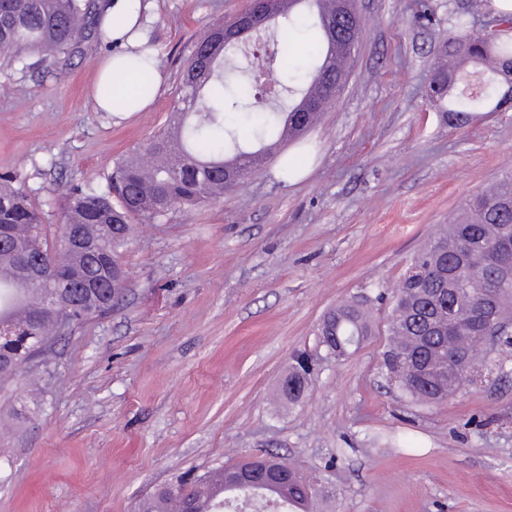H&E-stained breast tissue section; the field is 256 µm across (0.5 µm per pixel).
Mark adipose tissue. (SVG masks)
I'll list each match as a JSON object with an SVG mask.
<instances>
[{
  "label": "adipose tissue",
  "mask_w": 512,
  "mask_h": 512,
  "mask_svg": "<svg viewBox=\"0 0 512 512\" xmlns=\"http://www.w3.org/2000/svg\"><path fill=\"white\" fill-rule=\"evenodd\" d=\"M150 0H108L102 16V33L122 46L121 53L106 58L100 65L92 91L96 111L112 113L123 119L144 111L155 100L162 76L158 59H151V85L143 87L138 65L145 52ZM114 87L112 97H105L101 85Z\"/></svg>",
  "instance_id": "ef3b65f1"
}]
</instances>
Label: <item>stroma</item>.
Masks as SVG:
<instances>
[{
	"instance_id": "35a3bbf8",
	"label": "stroma",
	"mask_w": 512,
	"mask_h": 512,
	"mask_svg": "<svg viewBox=\"0 0 512 512\" xmlns=\"http://www.w3.org/2000/svg\"><path fill=\"white\" fill-rule=\"evenodd\" d=\"M358 0L363 34L335 100L221 200L137 225L110 314L58 337L0 384V512H133L176 477L269 453L318 489L316 512H512V347L490 381L439 405L401 397L379 368L392 296L412 256L470 195L512 172V107L465 127L430 99L452 16L488 0ZM249 0H153L154 103L118 120L90 99L118 47L86 42L66 64L0 70V175L48 223L75 185L164 124L206 26ZM316 168L292 184L283 161ZM369 299L370 342L322 360L305 397L272 393L323 315Z\"/></svg>"
}]
</instances>
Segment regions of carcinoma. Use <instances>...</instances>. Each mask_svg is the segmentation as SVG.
<instances>
[{
	"label": "carcinoma",
	"mask_w": 512,
	"mask_h": 512,
	"mask_svg": "<svg viewBox=\"0 0 512 512\" xmlns=\"http://www.w3.org/2000/svg\"><path fill=\"white\" fill-rule=\"evenodd\" d=\"M291 6L276 12L281 32L308 27L317 34L303 61L293 55L288 40L276 41L271 49L253 55L244 70L224 71L239 53L241 40L224 41L226 24L217 23L200 38L183 64L177 87L176 106L163 129L129 155L118 159L105 187H76L67 195L56 224L58 239L50 237V225L32 200L31 191L14 178L0 176V332L27 336L26 344L0 346V357L17 366L27 363L32 352H43L55 336L54 328L40 321L38 306L46 289L26 275L36 265L35 257L21 259L18 247L32 240L44 246L43 261L60 273L57 288L76 285L95 259L79 256L61 245L73 224L101 232L107 261L121 260L123 249L138 224H152L180 208L208 203L224 194V178L234 172L232 162L250 155L241 144L246 132L226 122L229 114L247 110L256 134L270 139L260 147L264 157L283 142L285 129L304 135L311 113L323 112L340 92L351 56L337 65V46L358 43L361 18L347 7V0H334V15L324 14L322 0H290ZM503 28L493 39L470 34L472 21L465 14L454 17L445 49L448 64H435L430 87L431 101L442 112L466 126L479 110L496 112L508 105L498 72L512 65V40L503 33L512 30V15L498 17ZM96 0H0V55L8 65L28 67V57L65 59L99 29ZM500 187L480 191L469 198L462 213L448 224L450 241L435 237L413 258L399 282L388 328L389 342L382 354L386 375L405 371L406 382L395 383L412 402L430 404L447 399L471 383L467 378L445 379L442 356L457 351L469 367H481L485 357L461 338L448 323L460 320L472 296L498 284L495 301L500 323L512 332V275L487 264L486 257L503 238L512 237V173L499 179ZM126 276L107 281L109 303L83 299L71 308L68 318L78 326L112 311L124 293ZM325 319L332 321L336 339L319 340L326 359L346 358L359 351L374 335L363 304L345 301ZM310 367L302 356L288 367L280 396L299 402L310 385ZM166 483L138 502L136 512H231L246 496L255 508L279 501L282 512H310L315 488L298 475L263 486L246 485L224 489V469L207 471L190 482Z\"/></svg>",
	"instance_id": "carcinoma-1"
}]
</instances>
